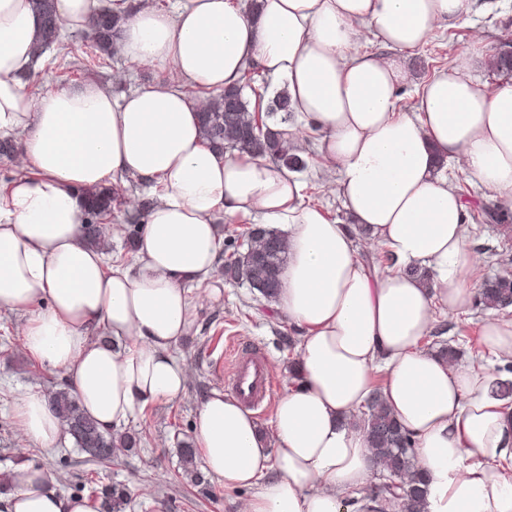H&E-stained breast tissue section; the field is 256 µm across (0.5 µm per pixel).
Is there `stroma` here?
Wrapping results in <instances>:
<instances>
[{"label": "stroma", "instance_id": "1", "mask_svg": "<svg viewBox=\"0 0 512 512\" xmlns=\"http://www.w3.org/2000/svg\"><path fill=\"white\" fill-rule=\"evenodd\" d=\"M477 30L484 33L478 44L473 41ZM64 42L65 56H58L53 48L42 55L40 67L28 83L31 94L51 86L94 81L109 86L113 96L119 97L154 80L174 76L170 70L128 61L120 52L97 50L87 30L67 33ZM469 47L483 60L474 73L476 82L481 90L491 92L497 77L490 73L487 62L504 49L512 50V0H506L503 8L474 14L469 24L436 32L413 50L408 60L413 79L399 92L400 110L415 111L418 84L447 70ZM318 140L315 128L302 127L299 144L309 162L300 174L304 201L320 207L329 219L344 223L348 217L342 201L325 188L332 175L316 163ZM451 173L463 187L468 239L478 255L477 264L465 274L466 283L477 289L484 279L512 277V211H502L489 190L459 168H452ZM208 285L219 289V298L199 300L190 336L174 349L191 371L185 393L172 402L136 411L124 429L139 436V445L123 451L108 465L87 461L70 438L51 453L23 442L14 410L16 399L31 389L48 395L68 388L69 382L62 372L46 369L23 351L26 315L0 307V483L10 469L24 463L45 469L57 489L72 496L95 498L102 486L124 485L130 493L125 512H237L240 503L252 495V488L227 487L212 479L192 485L179 476L178 446L193 440L195 415L202 399L215 390L230 392L229 377L238 349L259 353L266 364L271 396L253 414L263 430H270L276 400L291 383L288 365L293 357L283 350L282 339L298 337L299 331L272 303L255 298L247 286L226 283L222 271H215ZM488 315L487 309L475 304L453 318L438 315L443 340L462 342L460 364H483L480 325Z\"/></svg>", "mask_w": 512, "mask_h": 512}]
</instances>
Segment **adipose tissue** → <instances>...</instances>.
I'll list each match as a JSON object with an SVG mask.
<instances>
[{
	"label": "adipose tissue",
	"instance_id": "obj_1",
	"mask_svg": "<svg viewBox=\"0 0 512 512\" xmlns=\"http://www.w3.org/2000/svg\"><path fill=\"white\" fill-rule=\"evenodd\" d=\"M478 0H112L129 60L174 69L122 98L88 81L34 96L40 20L32 0H0V136L19 135L23 176L0 196V304L30 312L22 348L65 373L99 427L169 402L189 372L172 349L192 330L188 284L208 280L222 250L220 220L259 214L289 244L277 308L301 331L298 381L263 431L238 398L200 403L195 437L205 472L254 488L239 512H343L347 493L376 473L352 422L373 390L417 442L428 512H512V374L458 365L423 344L437 312L474 296L463 274L477 261L466 211L439 162L465 169L512 206V78L474 83L472 52L424 82L414 112L398 109L409 79L404 51L467 23ZM369 24L384 54L357 53ZM255 65L285 81L291 110L320 133L317 162L337 169L329 190L348 224L303 201L286 167L210 147L189 83L221 91ZM127 175L156 194L133 266H107L84 240V189ZM384 246L396 268L368 267ZM431 268L432 287L407 274ZM47 307L34 311L39 301ZM490 359L512 360V319L482 324ZM19 430L52 449L60 422L41 392L17 400ZM0 512H102L60 493L45 471L20 464Z\"/></svg>",
	"mask_w": 512,
	"mask_h": 512
}]
</instances>
